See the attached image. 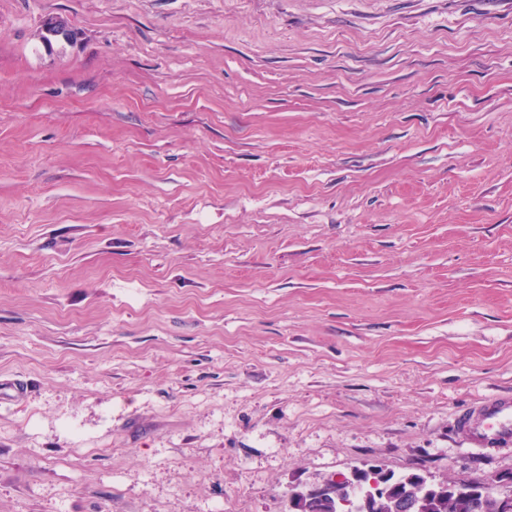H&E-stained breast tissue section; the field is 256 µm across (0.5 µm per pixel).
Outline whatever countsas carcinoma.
Returning <instances> with one entry per match:
<instances>
[{"mask_svg": "<svg viewBox=\"0 0 512 512\" xmlns=\"http://www.w3.org/2000/svg\"><path fill=\"white\" fill-rule=\"evenodd\" d=\"M370 475L367 473L348 476L341 482L330 477L325 481L327 491L322 498L308 499L303 496V488L290 489L288 501H296L299 506H307L309 512H357L343 510L340 501L348 500L351 505L368 495ZM422 473L410 471L392 476L396 489L388 495L377 512H499L494 500L483 498L480 488L485 485L480 479L471 480L474 492L466 498L457 495L455 485L439 482L427 488L423 498H418L416 488Z\"/></svg>", "mask_w": 512, "mask_h": 512, "instance_id": "carcinoma-1", "label": "carcinoma"}]
</instances>
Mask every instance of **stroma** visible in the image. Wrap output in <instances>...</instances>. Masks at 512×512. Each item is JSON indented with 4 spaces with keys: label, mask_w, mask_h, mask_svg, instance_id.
I'll list each match as a JSON object with an SVG mask.
<instances>
[{
    "label": "stroma",
    "mask_w": 512,
    "mask_h": 512,
    "mask_svg": "<svg viewBox=\"0 0 512 512\" xmlns=\"http://www.w3.org/2000/svg\"><path fill=\"white\" fill-rule=\"evenodd\" d=\"M507 392L512 0H0V512L494 485ZM475 448L512 446V396L493 395L458 419Z\"/></svg>",
    "instance_id": "1"
}]
</instances>
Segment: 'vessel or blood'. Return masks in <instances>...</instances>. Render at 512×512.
Here are the masks:
<instances>
[{"instance_id": "obj_1", "label": "vessel or blood", "mask_w": 512, "mask_h": 512, "mask_svg": "<svg viewBox=\"0 0 512 512\" xmlns=\"http://www.w3.org/2000/svg\"><path fill=\"white\" fill-rule=\"evenodd\" d=\"M477 448L512 446V396L494 395L458 420Z\"/></svg>"}]
</instances>
